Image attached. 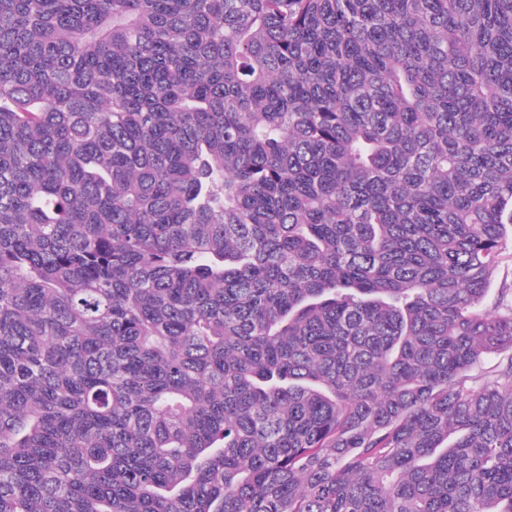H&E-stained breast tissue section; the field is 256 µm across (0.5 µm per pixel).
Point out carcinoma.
Masks as SVG:
<instances>
[{
  "label": "carcinoma",
  "instance_id": "1",
  "mask_svg": "<svg viewBox=\"0 0 512 512\" xmlns=\"http://www.w3.org/2000/svg\"><path fill=\"white\" fill-rule=\"evenodd\" d=\"M512 0H0V512H512ZM501 288L512 289V243L510 241L499 257L498 267L486 299V305L489 308L494 309L497 307Z\"/></svg>",
  "mask_w": 512,
  "mask_h": 512
}]
</instances>
